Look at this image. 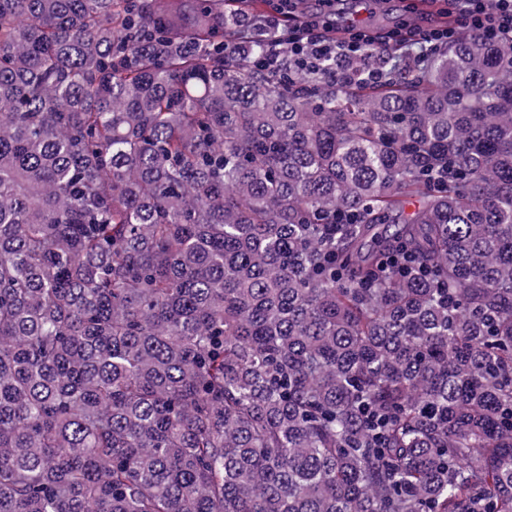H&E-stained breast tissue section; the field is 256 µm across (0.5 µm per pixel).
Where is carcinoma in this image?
Here are the masks:
<instances>
[{
	"instance_id": "carcinoma-1",
	"label": "carcinoma",
	"mask_w": 512,
	"mask_h": 512,
	"mask_svg": "<svg viewBox=\"0 0 512 512\" xmlns=\"http://www.w3.org/2000/svg\"><path fill=\"white\" fill-rule=\"evenodd\" d=\"M248 2L0 0V512H512V45ZM320 21L314 20L304 30L289 28L283 29L277 24V45L285 44L289 56L296 64L306 69H316L323 62L336 58L338 60H351L363 57L364 46L370 39L365 36L364 30H352L349 38L330 40L322 29Z\"/></svg>"
}]
</instances>
